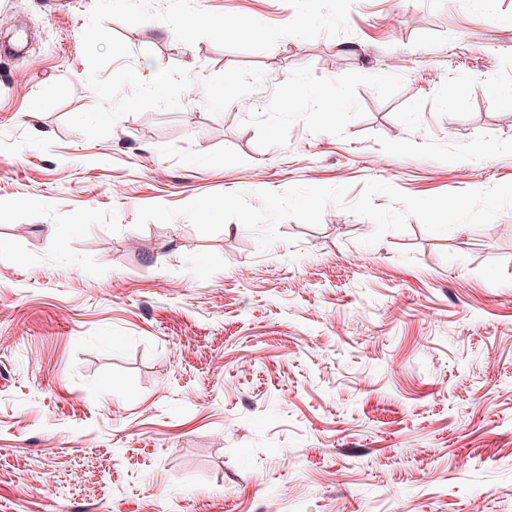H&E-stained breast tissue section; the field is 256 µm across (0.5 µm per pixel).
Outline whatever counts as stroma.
I'll return each mask as SVG.
<instances>
[{
  "label": "stroma",
  "instance_id": "35a3bbf8",
  "mask_svg": "<svg viewBox=\"0 0 512 512\" xmlns=\"http://www.w3.org/2000/svg\"><path fill=\"white\" fill-rule=\"evenodd\" d=\"M93 4L0 0V512H512V211L367 246L332 205L264 251L235 220L134 227L211 193L512 182V0H353L348 34L266 51L110 19L130 56L101 78L191 84L91 140L66 120L98 102Z\"/></svg>",
  "mask_w": 512,
  "mask_h": 512
}]
</instances>
